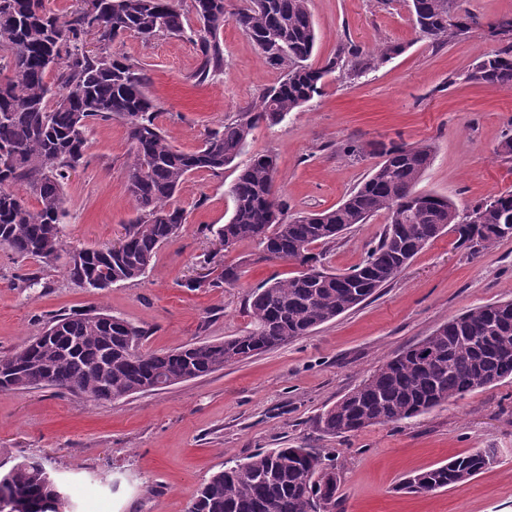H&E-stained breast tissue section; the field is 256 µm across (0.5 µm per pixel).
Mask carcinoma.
<instances>
[{
  "mask_svg": "<svg viewBox=\"0 0 512 512\" xmlns=\"http://www.w3.org/2000/svg\"><path fill=\"white\" fill-rule=\"evenodd\" d=\"M415 29L437 43L466 34L477 18L456 13L453 0H411ZM201 27H185L179 0H98L96 13L58 14L45 0H0V246L18 258L52 264L59 258V224L65 213L63 185L84 162L86 129L93 120H119L128 129V191L136 216L117 252L109 247L72 255L68 273L80 287L104 291L143 278L160 247L186 223L173 198L197 171L217 172L244 151L260 124L282 122L320 95L322 80L359 50L344 45L325 65L310 63L317 32L307 0H193ZM234 21L284 75L259 101L223 129L210 132L193 152L174 148L155 123L137 66L112 57V43L127 33L150 41L160 34L189 38L199 50L195 82L224 71L220 33ZM99 51H84L89 32ZM470 79L512 87V45L485 56ZM55 105H50V102ZM383 160L337 207L286 215L275 189V161L254 157L229 187L230 220L210 229L224 245L254 241L259 259L292 260L302 271L271 278L250 291L249 327L224 341H201L166 352L135 345L146 331L96 310L59 314L43 334L0 356V390L51 386L112 402L208 376L254 355L305 336L357 307L395 280L411 260L445 230L477 252L504 239L512 225V191L473 206L459 218L454 203L416 185L434 148L381 145ZM25 185L38 202L29 208L13 190ZM385 212L388 223L361 263L345 273L326 269L317 244L336 242L355 224ZM240 278L239 264L222 266L207 287ZM512 379V301L478 306L455 315L432 334L384 362L316 419L325 435L357 433L370 426L415 418L442 404ZM495 463L491 448H478L404 479L400 490L429 495L461 485ZM336 468L313 448H275L229 458L192 500L195 512H334ZM62 488L44 464L28 459L0 469V493L17 502L14 512H57Z\"/></svg>",
  "mask_w": 512,
  "mask_h": 512,
  "instance_id": "1",
  "label": "carcinoma"
}]
</instances>
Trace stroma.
Segmentation results:
<instances>
[{"mask_svg":"<svg viewBox=\"0 0 512 512\" xmlns=\"http://www.w3.org/2000/svg\"><path fill=\"white\" fill-rule=\"evenodd\" d=\"M453 7L478 23L437 44L416 32L410 0H308L318 34L314 64L343 44L365 56L392 46L397 54L357 76L348 67L331 73L320 96L277 125L258 126L231 165L188 176L176 195L187 214L178 236L159 249L145 277L101 292L70 279L69 257L119 241L135 204L127 191V127L94 121L85 162L65 185L59 259L23 261L0 247V355L40 334L53 316L90 309L149 329L146 351L240 335L251 289L299 270L293 261L259 260L251 241L224 250L209 231L230 220L228 188L261 154L273 156L278 197L291 214L342 202L379 163L380 143L433 144L417 188L449 197L459 212L512 190V154L500 151L512 137V88L469 77L479 59L512 43L496 32L512 19V0H455ZM221 39L224 72L200 85L197 50L186 39L160 35L147 43L130 34L112 45V54L142 69L156 123L179 150L198 149L207 131L283 76L234 22ZM386 222L378 213L323 247L326 267L342 272L361 262ZM226 262L241 265L235 285L185 288ZM29 276L38 286L27 287ZM510 299L512 238L474 254L446 232L367 302L210 376L101 404L49 387L0 392V464L41 459L63 481L74 512H188L226 459L316 448L339 472L336 512H512V380L354 435L331 437L315 426L377 366L448 318ZM477 448L495 449L497 458L471 481L430 495L398 492L407 475Z\"/></svg>","mask_w":512,"mask_h":512,"instance_id":"1","label":"stroma"}]
</instances>
